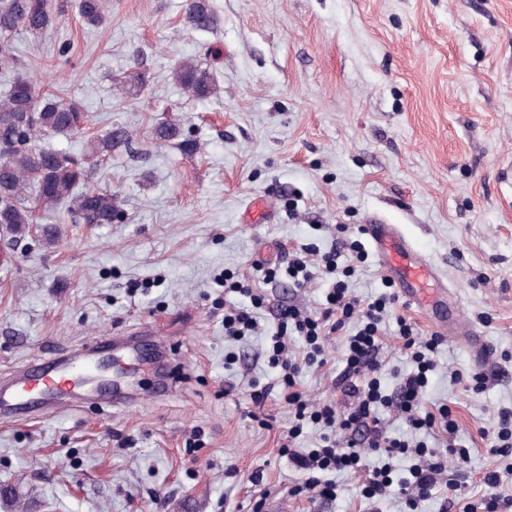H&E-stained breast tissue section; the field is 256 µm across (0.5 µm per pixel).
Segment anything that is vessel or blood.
Instances as JSON below:
<instances>
[{"instance_id": "1", "label": "vessel or blood", "mask_w": 512, "mask_h": 512, "mask_svg": "<svg viewBox=\"0 0 512 512\" xmlns=\"http://www.w3.org/2000/svg\"><path fill=\"white\" fill-rule=\"evenodd\" d=\"M378 263L386 276L397 288L405 302L418 304L428 301V317L439 330L450 328L459 330L461 340L469 347L475 367H483L488 347L475 331H462L460 321H449L448 300L445 295L423 299L422 290L428 281L436 279L437 272L427 257L414 244L406 239L395 225L384 223L376 215L368 216L363 226ZM92 369L90 358L73 365H66L31 375L28 388L16 386L0 387V416L9 417L22 411L33 409L35 398L45 399L66 396L72 387L73 379Z\"/></svg>"}]
</instances>
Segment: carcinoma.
<instances>
[{"label":"carcinoma","mask_w":512,"mask_h":512,"mask_svg":"<svg viewBox=\"0 0 512 512\" xmlns=\"http://www.w3.org/2000/svg\"><path fill=\"white\" fill-rule=\"evenodd\" d=\"M108 0H78L82 21L100 28L107 22ZM187 27L210 32L218 25L213 0H189L184 14ZM55 23L50 0H0V72L10 75V83L0 100V229L13 238L29 233L38 223L36 210L68 208L76 224H110L117 214L116 195L88 186L92 158H109L129 148L131 135L123 128L107 132L91 144L90 155L40 148L37 139L46 134H69L88 123L80 105L53 90H43L35 82V64L25 63L16 52L13 34L20 28L41 33ZM175 82L189 96L210 97L216 89L213 74L192 61L182 63L174 73ZM149 86L146 75L131 72L119 90L138 96ZM158 144H175L187 154L197 151L194 140L183 137L180 126L161 122L152 130Z\"/></svg>","instance_id":"obj_1"}]
</instances>
